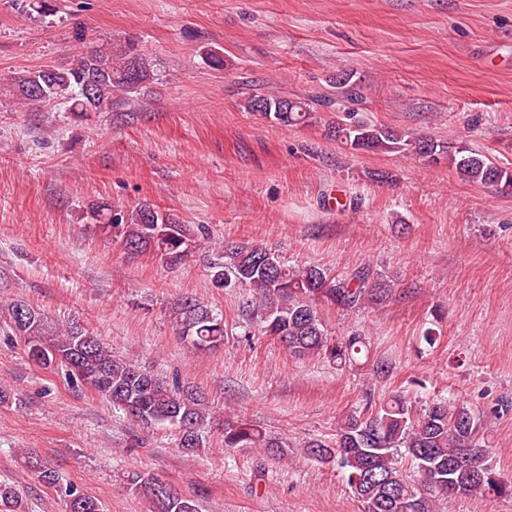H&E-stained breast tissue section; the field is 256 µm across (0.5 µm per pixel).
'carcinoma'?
<instances>
[{
	"label": "carcinoma",
	"instance_id": "carcinoma-1",
	"mask_svg": "<svg viewBox=\"0 0 512 512\" xmlns=\"http://www.w3.org/2000/svg\"><path fill=\"white\" fill-rule=\"evenodd\" d=\"M154 60L130 44L121 48L79 51L64 70L39 69L10 78V92L26 105L63 98L69 111L88 115L110 112L113 106L139 94L154 80ZM341 89L345 123L330 126L334 136L360 151L415 154L428 158L448 156V163L464 180L489 185L512 194V171L495 165L478 151L461 145L449 152L434 140L388 126L372 125L358 117L350 104L359 101L349 75L336 77ZM245 108L265 120L284 126L310 118L307 104L286 97L254 96ZM103 227L119 236L131 254L153 252L171 266L185 261L197 233L167 213L145 203L125 213L112 205L96 207ZM217 288L249 292L247 307L259 318L261 332L284 343L299 358L321 357L340 365L359 366L369 357L360 336L336 340L328 336L316 306L343 310L381 304L396 292L390 283L359 266L341 277L315 266L292 269L274 252L260 245L227 244L224 264L212 268ZM177 334L196 350H215L224 344L223 314L192 296L177 300L170 311ZM0 323L23 343L28 357L44 368H62L82 381L103 400L143 425L169 424L179 429L180 446L201 447L200 429L209 419L206 397L180 384L178 378L160 377L133 360L112 355L99 337L74 324H54L41 310L15 300L0 310ZM224 447L257 448L265 455L288 459L290 445L242 421H224ZM310 458L335 463L346 473L364 512H437V501L451 496H512V481H505L488 464L489 449L482 443L480 425L466 402H434L418 410L408 397L396 393L376 405L367 404L345 419L336 441H313L305 447ZM28 464L42 484L64 494L69 512H105V506L82 488L61 483L59 473L30 456ZM163 480L136 473L129 478L134 493L147 498L152 512H199L198 503L175 487L161 490ZM17 490L0 482V512H19Z\"/></svg>",
	"mask_w": 512,
	"mask_h": 512
}]
</instances>
